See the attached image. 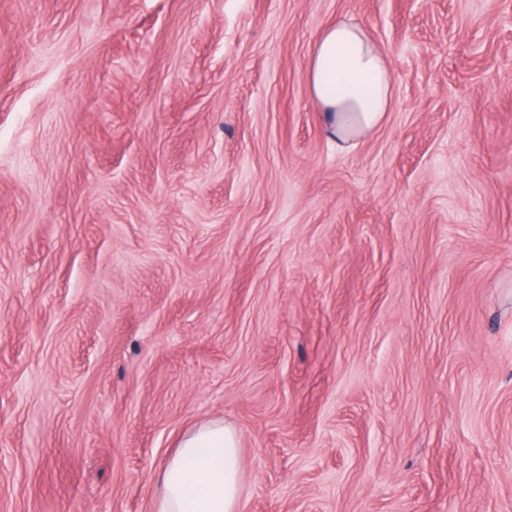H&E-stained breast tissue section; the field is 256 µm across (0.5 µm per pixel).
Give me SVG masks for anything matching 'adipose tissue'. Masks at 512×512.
<instances>
[{
	"label": "adipose tissue",
	"instance_id": "adipose-tissue-1",
	"mask_svg": "<svg viewBox=\"0 0 512 512\" xmlns=\"http://www.w3.org/2000/svg\"><path fill=\"white\" fill-rule=\"evenodd\" d=\"M307 83L337 142L357 140L382 124L392 106L387 57L358 25L344 20L319 35ZM236 430L220 421L185 433L162 463L152 512H241Z\"/></svg>",
	"mask_w": 512,
	"mask_h": 512
}]
</instances>
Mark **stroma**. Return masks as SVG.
Returning a JSON list of instances; mask_svg holds the SVG:
<instances>
[{
  "instance_id": "obj_1",
  "label": "stroma",
  "mask_w": 512,
  "mask_h": 512,
  "mask_svg": "<svg viewBox=\"0 0 512 512\" xmlns=\"http://www.w3.org/2000/svg\"><path fill=\"white\" fill-rule=\"evenodd\" d=\"M211 420L242 512H512V0H0V512H151ZM307 83L336 142L357 140L382 124L392 106L393 73L358 25L326 27L309 60Z\"/></svg>"
}]
</instances>
